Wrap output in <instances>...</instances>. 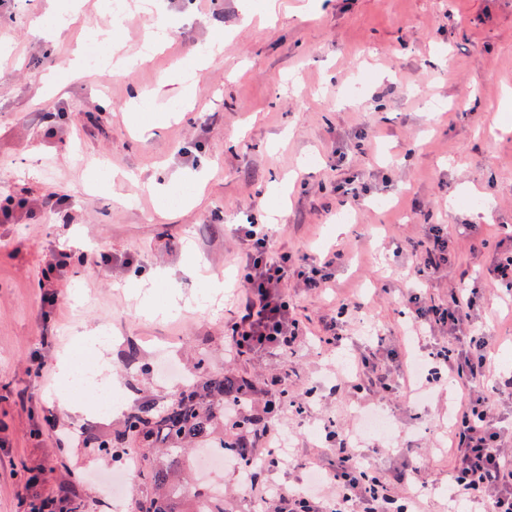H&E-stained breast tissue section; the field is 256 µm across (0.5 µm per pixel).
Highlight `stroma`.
<instances>
[{"instance_id":"1","label":"stroma","mask_w":512,"mask_h":512,"mask_svg":"<svg viewBox=\"0 0 512 512\" xmlns=\"http://www.w3.org/2000/svg\"><path fill=\"white\" fill-rule=\"evenodd\" d=\"M265 2L254 0L247 21L240 0H153L127 20L117 47L139 54L154 18L167 29L163 50L145 65L100 71L72 64L78 36L111 27L100 0H79L71 32L53 40L30 30L49 0H0V200L26 203L0 223V512H27L20 495L35 467L49 470L51 488L77 512H109L93 476L122 472L123 461L99 443L123 430L125 416L104 414L95 390L59 380V359L76 336L105 326L107 360L88 352L84 361L131 406L165 403L177 386L162 368L198 352L208 370H234L261 394L283 377L289 388L313 389L303 412L275 416L296 461H281L268 480L286 488L306 483V462L333 468L329 431L351 429L361 409L384 411L396 447L360 454L396 497L408 492L397 473L420 460L416 479L428 494L419 508L446 512L448 416L459 387L434 388L418 403L348 380L338 386L334 376L381 337L404 359L429 352L430 336L407 342L399 300L413 284L408 245L423 242L431 223L455 257L424 295L441 304L450 289L480 280L476 321L495 334V367L512 372V298L484 279V257L467 237L472 206L487 201L484 238L512 250V131H503L512 128V0H276L269 22L259 18ZM219 27L222 52L192 73V109L157 120L177 93L173 65L192 63ZM136 91L151 104L139 130L127 118ZM159 168L205 172L201 200L162 208L147 185ZM354 176L369 192L347 205L335 187ZM56 200L61 211L46 210ZM346 212L352 221L338 223ZM246 215L276 224L277 250L315 260L346 253L323 293L288 282L305 334L287 355L234 360L225 352L242 298L234 226ZM62 250L69 266L44 283ZM214 280L222 294L210 289ZM133 285L156 304L175 291L187 304L170 318H147ZM48 292L57 298L51 309ZM349 301L362 308L340 319L345 346L336 349L323 341L325 325ZM76 399L85 408L78 416L69 410Z\"/></svg>"}]
</instances>
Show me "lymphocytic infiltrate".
Segmentation results:
<instances>
[{
    "instance_id": "1",
    "label": "lymphocytic infiltrate",
    "mask_w": 512,
    "mask_h": 512,
    "mask_svg": "<svg viewBox=\"0 0 512 512\" xmlns=\"http://www.w3.org/2000/svg\"><path fill=\"white\" fill-rule=\"evenodd\" d=\"M469 230L473 250L487 255L486 276L511 292L512 252L489 249L479 225H470ZM238 233L245 246L240 263L244 293L227 328L229 355L288 351L300 334V323L290 313L285 284L293 278L317 292L325 288L330 275L310 264L307 255L273 250L267 225L242 224ZM412 254L416 273L424 280L449 263V242L439 225H430L425 242L413 246ZM478 294V288H466L451 292L446 304L432 305L413 293L403 306L410 335L435 331L446 335L445 341L435 342L430 353L435 378L466 388L450 424L453 486L470 502L481 505L483 512H512V461L505 453L504 430L497 413L502 400L512 399V375L495 374L489 357L491 338L474 325L472 311ZM418 374L416 364L397 362L392 352L360 359V381L381 392L398 390L406 379ZM335 439L336 465L318 481L290 490L261 485L251 478L240 480V490L260 492L267 512H410L408 505L398 503L369 476V467L348 434L338 433Z\"/></svg>"
}]
</instances>
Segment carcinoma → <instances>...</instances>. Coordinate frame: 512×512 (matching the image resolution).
Listing matches in <instances>:
<instances>
[{
    "instance_id": "carcinoma-1",
    "label": "carcinoma",
    "mask_w": 512,
    "mask_h": 512,
    "mask_svg": "<svg viewBox=\"0 0 512 512\" xmlns=\"http://www.w3.org/2000/svg\"><path fill=\"white\" fill-rule=\"evenodd\" d=\"M252 380L232 372L191 377L167 404H144L127 416L124 430L99 447L134 456L146 490L135 496L134 512H184L180 460L190 448H218L236 461L253 460L266 421L250 413ZM191 512H224V496L195 486Z\"/></svg>"
}]
</instances>
